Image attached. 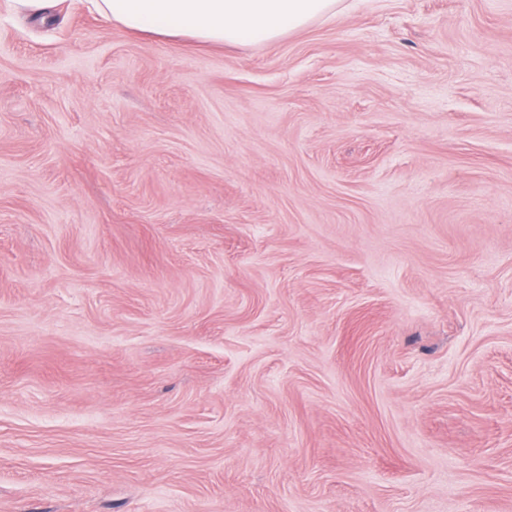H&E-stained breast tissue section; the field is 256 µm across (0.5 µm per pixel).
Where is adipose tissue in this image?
I'll use <instances>...</instances> for the list:
<instances>
[{
	"instance_id": "adipose-tissue-1",
	"label": "adipose tissue",
	"mask_w": 512,
	"mask_h": 512,
	"mask_svg": "<svg viewBox=\"0 0 512 512\" xmlns=\"http://www.w3.org/2000/svg\"><path fill=\"white\" fill-rule=\"evenodd\" d=\"M100 14L134 34L204 44L272 43L334 13L337 0H95Z\"/></svg>"
}]
</instances>
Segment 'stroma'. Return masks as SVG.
Masks as SVG:
<instances>
[{"label": "stroma", "instance_id": "obj_1", "mask_svg": "<svg viewBox=\"0 0 512 512\" xmlns=\"http://www.w3.org/2000/svg\"><path fill=\"white\" fill-rule=\"evenodd\" d=\"M5 4L0 512H512V0ZM134 34L187 37L204 44L273 43L336 13L337 0H92Z\"/></svg>", "mask_w": 512, "mask_h": 512}]
</instances>
